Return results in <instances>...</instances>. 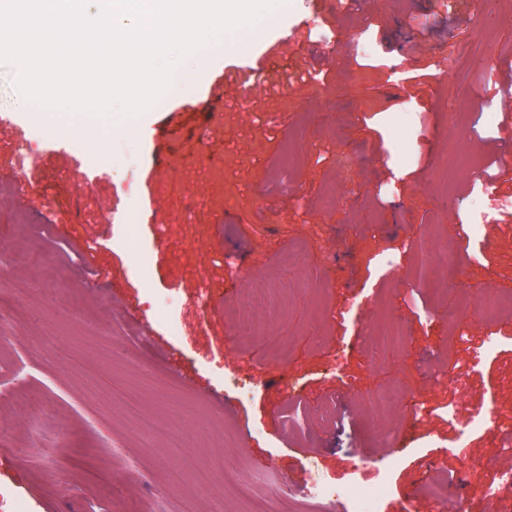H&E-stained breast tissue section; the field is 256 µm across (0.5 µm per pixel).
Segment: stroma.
Returning <instances> with one entry per match:
<instances>
[{
    "label": "stroma",
    "mask_w": 512,
    "mask_h": 512,
    "mask_svg": "<svg viewBox=\"0 0 512 512\" xmlns=\"http://www.w3.org/2000/svg\"><path fill=\"white\" fill-rule=\"evenodd\" d=\"M255 68L287 80L267 95L225 86ZM421 70V83L402 81ZM17 73L0 62L12 122L0 130V239L28 219L44 267L0 275V414L12 420L0 512L21 496L31 512H248L235 479L264 496L316 477L343 496L359 465L371 479L386 468L384 512H442L420 487L460 475L458 512H512V492L485 493L512 432L470 423L480 408L512 416V313L485 320L469 305L486 285L512 292V0L482 12L475 0H288L204 84L148 110L143 137L93 152L27 109ZM453 112L469 123L450 125ZM27 138L47 160L17 190ZM186 153L192 164L171 167ZM474 161L492 163L504 207L464 172ZM479 214L455 287L415 278L420 230L454 239ZM204 280L214 288L201 299ZM265 289L286 309L268 340L240 348V302ZM381 308L405 328L400 349L376 341ZM490 336L497 349L474 361ZM387 386L427 407L396 442L377 437L365 405ZM22 396L43 403L38 417L16 412ZM130 398L171 418L185 446L143 434ZM214 456L223 492L166 487L169 470Z\"/></svg>",
    "instance_id": "35a3bbf8"
}]
</instances>
